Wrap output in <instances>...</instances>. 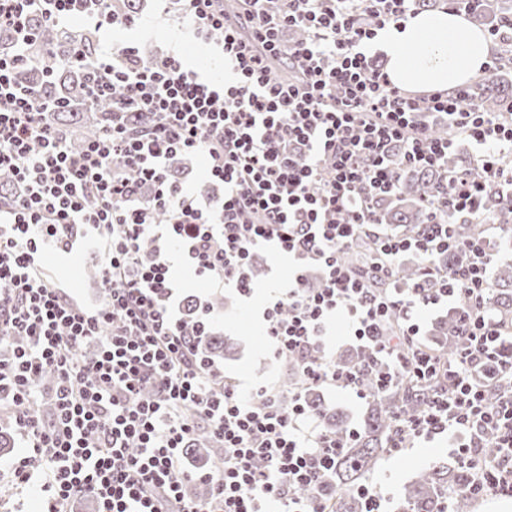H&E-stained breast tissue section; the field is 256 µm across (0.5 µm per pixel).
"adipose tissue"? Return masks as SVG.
Returning a JSON list of instances; mask_svg holds the SVG:
<instances>
[{"instance_id": "1", "label": "adipose tissue", "mask_w": 512, "mask_h": 512, "mask_svg": "<svg viewBox=\"0 0 512 512\" xmlns=\"http://www.w3.org/2000/svg\"><path fill=\"white\" fill-rule=\"evenodd\" d=\"M377 40L386 51L391 81L415 94L466 85L482 74L489 58L486 31L444 9L386 26Z\"/></svg>"}]
</instances>
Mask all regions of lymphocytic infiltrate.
Wrapping results in <instances>:
<instances>
[{
	"mask_svg": "<svg viewBox=\"0 0 512 512\" xmlns=\"http://www.w3.org/2000/svg\"><path fill=\"white\" fill-rule=\"evenodd\" d=\"M120 0H0V29L18 36L15 54H0V171L17 194L0 198V408L15 417L27 453L19 482L51 493L47 512H67L88 497L97 512H329L315 496L346 442L307 430L311 412L293 394L262 387L256 400L198 359L182 331L175 267L250 296L251 260L270 245L288 256V284L263 316L275 355L293 360L302 386L353 391L365 398L364 369L337 367L329 336L344 314L352 340L384 361L379 386L403 374L448 378L447 389L400 424L392 452L417 441L447 440L469 472L472 498L512 496V394L489 399L479 372L512 360L497 345L511 334L487 310L496 253L457 240L449 214L478 215L487 183L512 185V117L486 112L466 88L410 96L371 67L366 48L377 30L404 21L413 0H244L243 17L224 0H182L197 38L224 54L231 77L216 85L170 53L141 59L135 43L74 52L92 72L88 94L112 102V121L78 152L41 121L53 103L17 85L27 61L28 21L51 28L79 16L95 28H130ZM280 60L287 79L272 75ZM152 123L132 132L127 113ZM455 131L436 139L434 123ZM474 149L482 179L456 175L426 199V220L411 238L382 231L374 207L395 192L407 167L447 171L457 141ZM177 153L203 154L224 187L217 211L168 177ZM166 214L158 223V214ZM105 240L103 299L93 309L46 282L43 252H70L89 231ZM376 249L372 273L349 267L346 251L362 235ZM151 243L143 256V243ZM469 255L453 274L433 260ZM424 270L399 295L371 288L392 278L407 257ZM323 279L306 287L310 268ZM455 303L463 347L441 361L429 352L401 360L393 336H418L420 309ZM95 350L81 355V348ZM55 380L38 385L43 372ZM222 443L214 471L201 479L206 499L189 498L184 450L200 429ZM493 447L495 461L481 451ZM312 489L301 497L300 489Z\"/></svg>",
	"mask_w": 512,
	"mask_h": 512,
	"instance_id": "1",
	"label": "lymphocytic infiltrate"
}]
</instances>
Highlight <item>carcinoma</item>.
Returning <instances> with one entry per match:
<instances>
[{"label": "carcinoma", "mask_w": 512, "mask_h": 512, "mask_svg": "<svg viewBox=\"0 0 512 512\" xmlns=\"http://www.w3.org/2000/svg\"><path fill=\"white\" fill-rule=\"evenodd\" d=\"M468 11L481 22L495 16L501 20L512 17V0H472ZM31 33L35 34L33 52L40 54L45 47L50 54L37 63H23L16 70V78L25 88H33L57 102V106L45 114L47 122L65 132L71 138L72 148L81 149L90 139L96 137L111 115L110 104L106 101L91 102L86 94L88 70L69 63L73 50L81 46L87 53L97 47L96 33L83 26H71L55 30L44 25L41 18L34 15L30 19ZM473 97L489 112H505L512 100V85L506 75L498 73L472 88ZM463 173L474 179H482L480 166L456 151L448 154V174ZM438 176L431 169L410 168L401 173L399 187L395 195L382 202L380 212L384 222L393 224L408 235L418 230L424 222L422 202L436 192ZM481 211L494 214L506 222L512 218V195L498 184H489L480 206ZM454 225L460 240H471L489 236V227L478 220L461 222L456 217H448ZM371 255L370 240L364 239L359 246L344 255L345 261L357 270L367 267ZM421 264L417 261L403 265L395 279L407 288L419 276ZM491 309L503 319H512V264L502 262L497 265L492 281ZM459 315L448 312V317L436 324L430 342L423 346L439 358L454 357L461 346L458 337ZM234 348V343L221 336H204L199 344V352L219 361L223 352ZM371 358L366 350H355L350 354L336 356V364L341 366L358 365ZM445 386V379L438 378L427 383H419L405 377L397 384L379 388L372 373L365 375L364 387L368 406L363 421L357 429L351 447L343 449L336 470L330 474L317 494L329 502L333 512H361L364 507L357 490L365 485L367 475L374 469L380 456L388 451L396 427L405 419L424 409L433 394ZM307 408L322 424L328 434L340 435L345 432L343 418L327 408L318 399L316 390L305 393ZM187 452L203 459L220 454L221 449L211 434L201 429L189 443ZM469 474L457 463H450L443 457L433 458L420 471L415 479L404 485L399 512H470L471 499L460 495L449 500L448 493L467 484Z\"/></svg>", "instance_id": "carcinoma-1"}]
</instances>
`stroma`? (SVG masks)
<instances>
[{
    "mask_svg": "<svg viewBox=\"0 0 512 512\" xmlns=\"http://www.w3.org/2000/svg\"><path fill=\"white\" fill-rule=\"evenodd\" d=\"M139 19L142 26L134 34L124 29H101V43H116L133 35L139 42L151 44L157 54L180 52L190 67L203 71L213 80L224 79L221 55L216 54L212 47L199 45L190 18L179 0H172L165 10L160 9L159 0H144ZM103 258L100 239L90 236L83 240L74 255L48 256L42 274L48 281L66 283L73 299L81 305L94 307L102 301L99 272ZM255 263L265 271V285L257 289L249 303L234 290L206 287L187 270L175 272L183 285L181 297L201 303L222 298V305L213 312L214 331L221 336L233 337L237 342L235 349L224 357L223 371L225 377L234 380L245 392L261 385L279 383L285 369L284 362L274 357L262 334L261 307L268 296V285L279 284L287 275L288 257L262 250L257 253ZM447 454V449H437L428 444L399 453H384L367 482L382 496L385 512H396L403 486L421 468L434 457ZM10 462V457L0 458V512H46L48 495L32 493L27 486L20 484Z\"/></svg>",
    "mask_w": 512,
    "mask_h": 512,
    "instance_id": "1",
    "label": "stroma"
}]
</instances>
